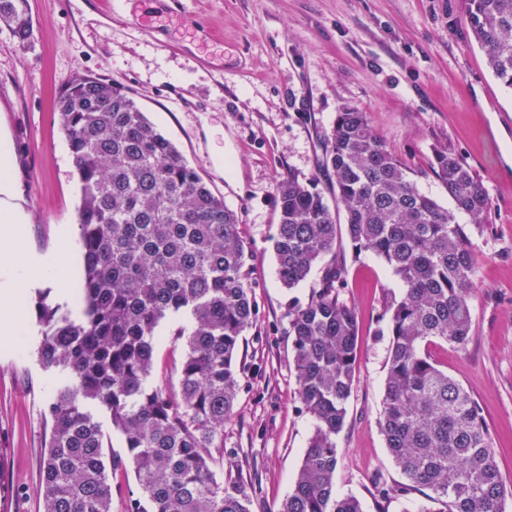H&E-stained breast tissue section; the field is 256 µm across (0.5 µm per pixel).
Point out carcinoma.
<instances>
[{"label":"carcinoma","mask_w":512,"mask_h":512,"mask_svg":"<svg viewBox=\"0 0 512 512\" xmlns=\"http://www.w3.org/2000/svg\"><path fill=\"white\" fill-rule=\"evenodd\" d=\"M465 3L464 21L488 68L512 87V0ZM0 24L26 48L33 32L27 0H0ZM58 108L81 182L83 277L77 316L38 303V361L73 379L48 406L41 510L112 512L109 471L130 465L138 489L124 512H252L255 487L230 473L219 481L213 471L240 389L234 357L256 316L239 217L119 85L79 75ZM320 169L329 196L292 176L276 185L272 248L282 286H299L318 266L322 276L307 302L288 313L297 393L314 426L291 491L274 512H364L358 497L336 495L359 336L357 314L341 298L346 271L336 264L344 232L357 253L380 257L403 284L387 306L379 416L405 478L396 495L424 491L418 512H504L512 491L483 409L429 352L437 341L464 347L472 337L479 254L470 229L483 231L485 187L461 156L438 151L433 171L452 202L443 207L421 192L365 113L350 108L336 117ZM175 315L190 326L172 332L185 349L173 395L149 378L153 337ZM90 406L109 414L125 454L107 451Z\"/></svg>","instance_id":"cac0c4a2"}]
</instances>
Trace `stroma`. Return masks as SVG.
<instances>
[{"mask_svg":"<svg viewBox=\"0 0 512 512\" xmlns=\"http://www.w3.org/2000/svg\"><path fill=\"white\" fill-rule=\"evenodd\" d=\"M33 35L18 50L0 26V142L12 152L16 202L29 223L20 255L54 251L71 232L68 281L83 263L80 183L61 132L58 98L77 75L124 86L157 129L238 213L253 251L249 265L257 321L236 355L244 374L224 427L218 478L242 473L256 488L252 512H274L291 489L311 418L302 411L288 341V311L307 302L321 273L293 289L278 279L271 237L277 182L316 181L323 143L343 108L365 112L378 137L414 173L420 190L447 204L432 167L437 150L460 155L491 206L473 242L481 255L466 347L433 345L443 369L477 399L495 461L512 483V88L491 74L463 22L464 0H28ZM186 16L196 29L178 24ZM343 299L359 319L356 373L341 433L336 493L365 512H415L406 500L373 497L374 482L402 480L378 418L389 347L385 303L402 285L387 264L342 240ZM78 313L56 284L31 291L21 336L0 335V512H39L37 488L49 429L47 404L71 385L63 368L43 369L37 303ZM177 317L156 331L152 379L179 385Z\"/></svg>","mask_w":512,"mask_h":512,"instance_id":"1","label":"stroma"}]
</instances>
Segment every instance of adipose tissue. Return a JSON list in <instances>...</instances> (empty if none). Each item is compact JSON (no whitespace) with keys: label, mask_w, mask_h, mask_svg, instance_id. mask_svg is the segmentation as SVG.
<instances>
[{"label":"adipose tissue","mask_w":512,"mask_h":512,"mask_svg":"<svg viewBox=\"0 0 512 512\" xmlns=\"http://www.w3.org/2000/svg\"><path fill=\"white\" fill-rule=\"evenodd\" d=\"M10 192V157L5 145H0V334L12 335L19 323V307L29 289L41 281H68L72 271L65 256L54 260L27 261L21 259L16 246L23 235L24 214L6 202Z\"/></svg>","instance_id":"ef3b65f1"}]
</instances>
